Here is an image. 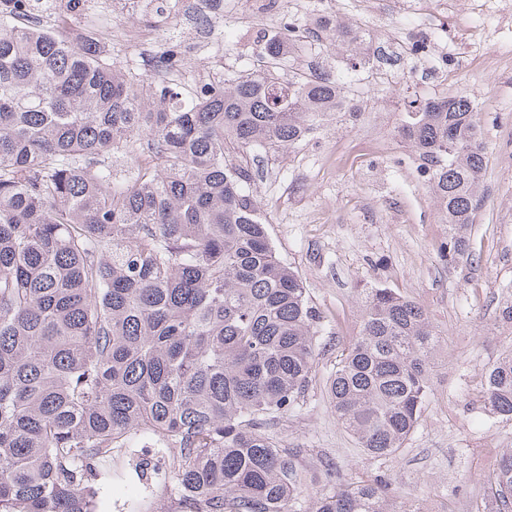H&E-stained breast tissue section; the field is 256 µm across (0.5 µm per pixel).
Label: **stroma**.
<instances>
[{"label":"stroma","instance_id":"35a3bbf8","mask_svg":"<svg viewBox=\"0 0 512 512\" xmlns=\"http://www.w3.org/2000/svg\"><path fill=\"white\" fill-rule=\"evenodd\" d=\"M510 7L512 0H384L365 14L357 0H297L284 17L255 0H214L220 21L209 31L181 22L157 33L181 42L192 73L220 58L225 78L240 79L266 67V37L293 18L310 35L303 49L281 57V77L330 70L355 104L289 152L249 161L272 244L332 320L303 411L277 426L282 447L300 451L306 503L321 495L319 470L330 457L346 482L385 479L394 512H477L494 461L512 451V420L488 418L480 397L482 370L512 351V324L499 318L512 292V56L478 62L512 45ZM325 15L359 32L358 43L339 46L314 33ZM454 95L477 104L488 159L485 204L470 234L473 260L464 266L441 261L446 229L398 134L407 100ZM374 285L413 297L442 338L420 422L386 460L358 448L324 389L337 356L360 332L358 291ZM143 457L135 444L109 460L124 476L109 493L110 512H127L133 502L168 512L169 502L150 493L157 473L143 469Z\"/></svg>","mask_w":512,"mask_h":512}]
</instances>
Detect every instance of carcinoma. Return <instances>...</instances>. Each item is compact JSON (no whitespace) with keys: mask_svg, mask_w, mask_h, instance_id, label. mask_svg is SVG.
<instances>
[{"mask_svg":"<svg viewBox=\"0 0 512 512\" xmlns=\"http://www.w3.org/2000/svg\"><path fill=\"white\" fill-rule=\"evenodd\" d=\"M180 0H148L150 27ZM99 0H0V512H102L112 450L134 439L171 463L169 512H304L297 452L274 427L301 410L330 320L276 252L246 156L304 141L336 104L335 77L275 70L194 85L166 44L141 70L112 54ZM336 42L358 35L341 23ZM302 38L265 40L271 58ZM399 134L448 237L471 259L486 157L474 102H405ZM361 330L326 379L338 424L372 458L404 447L439 346L426 310L361 291ZM512 418V353L481 372ZM312 512H393L376 482L322 462ZM482 512H512V454Z\"/></svg>","mask_w":512,"mask_h":512,"instance_id":"1","label":"carcinoma"}]
</instances>
